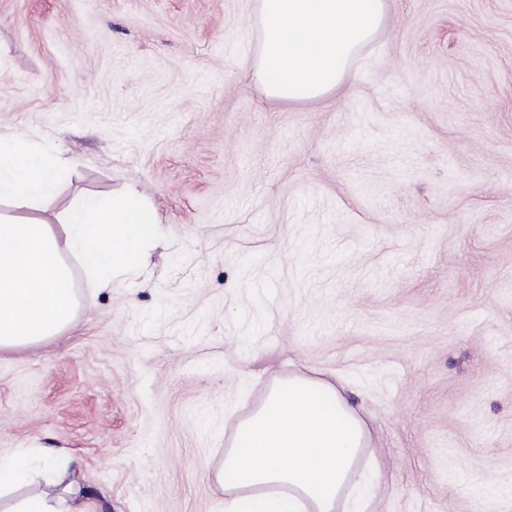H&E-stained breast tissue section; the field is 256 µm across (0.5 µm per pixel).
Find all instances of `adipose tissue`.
I'll return each mask as SVG.
<instances>
[{
    "mask_svg": "<svg viewBox=\"0 0 512 512\" xmlns=\"http://www.w3.org/2000/svg\"><path fill=\"white\" fill-rule=\"evenodd\" d=\"M384 0H263L265 41L255 75L268 96L313 99L336 89L352 52L378 30ZM62 164L54 144L0 134V202L34 210L51 201ZM367 430L347 390L305 377L271 391L224 455V512H334L342 488L357 482L355 459ZM50 448L0 457V491L25 486L34 465L53 469ZM259 487L240 497L243 487ZM0 512H85L63 475Z\"/></svg>",
    "mask_w": 512,
    "mask_h": 512,
    "instance_id": "obj_1",
    "label": "adipose tissue"
}]
</instances>
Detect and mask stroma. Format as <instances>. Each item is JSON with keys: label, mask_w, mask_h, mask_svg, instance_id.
Returning <instances> with one entry per match:
<instances>
[{"label": "stroma", "mask_w": 512, "mask_h": 512, "mask_svg": "<svg viewBox=\"0 0 512 512\" xmlns=\"http://www.w3.org/2000/svg\"><path fill=\"white\" fill-rule=\"evenodd\" d=\"M258 0H0V132L68 160L37 217L136 191L160 241L0 350V455L86 512H223L274 378L352 390L366 512H512V0H385L336 90L266 95ZM55 451L51 448H17L10 456H0V495L5 489L25 486L35 464L46 470L55 468Z\"/></svg>", "instance_id": "35a3bbf8"}]
</instances>
